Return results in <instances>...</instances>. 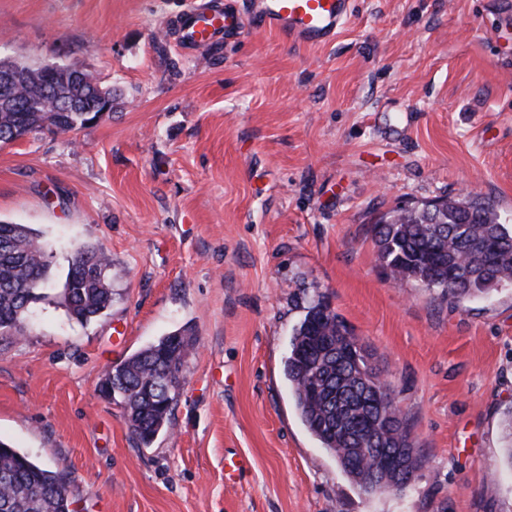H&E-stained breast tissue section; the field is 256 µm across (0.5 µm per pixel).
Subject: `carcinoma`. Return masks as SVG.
<instances>
[{"label": "carcinoma", "mask_w": 512, "mask_h": 512, "mask_svg": "<svg viewBox=\"0 0 512 512\" xmlns=\"http://www.w3.org/2000/svg\"><path fill=\"white\" fill-rule=\"evenodd\" d=\"M10 91L0 93V143L33 130L56 135L77 133L101 109L98 81L89 73L75 78L63 66L46 77L41 67L11 65ZM75 101L82 111H55L56 96ZM32 105L19 112L16 103ZM379 260L396 279H412L437 290L448 301L512 288V218L489 201L469 195L394 210L373 226ZM49 244L24 224L0 221V335L17 336L30 305L45 297L50 265ZM111 258L102 247H79L69 261L60 298L81 323L98 318L112 305ZM344 326L331 308L317 302L296 328L285 361V374L296 408L308 430L335 457L358 445L356 434L372 432L376 448L413 447L411 424L402 408L373 406L376 395L395 396L372 373L362 377L345 353H329L325 337ZM193 335L170 333L116 365L101 391L118 398L131 433L150 443L170 422L179 372ZM383 456L370 454L357 468L344 469L366 489ZM67 471L35 463L0 440V512H71Z\"/></svg>", "instance_id": "cac0c4a2"}]
</instances>
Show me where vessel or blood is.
<instances>
[{
    "mask_svg": "<svg viewBox=\"0 0 512 512\" xmlns=\"http://www.w3.org/2000/svg\"><path fill=\"white\" fill-rule=\"evenodd\" d=\"M354 0H250L248 15L227 9L189 8L181 24V38L190 45L212 42L240 32L245 20L288 41L309 47L332 43L353 16Z\"/></svg>",
    "mask_w": 512,
    "mask_h": 512,
    "instance_id": "obj_1",
    "label": "vessel or blood"
}]
</instances>
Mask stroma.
Instances as JSON below:
<instances>
[{"label":"stroma","mask_w":512,"mask_h":512,"mask_svg":"<svg viewBox=\"0 0 512 512\" xmlns=\"http://www.w3.org/2000/svg\"><path fill=\"white\" fill-rule=\"evenodd\" d=\"M0 0V59L90 72L117 97L76 136L0 144V219L50 241L49 290L0 336V440L65 466L75 512H512V292L462 303L386 276L383 215L470 194L512 214V10L354 0L334 42L244 26L202 47L187 4ZM110 255L112 305L72 319L73 250ZM366 345L422 465L367 493L303 425L284 373L307 309ZM187 353L150 444L108 372L175 332Z\"/></svg>","instance_id":"stroma-1"}]
</instances>
